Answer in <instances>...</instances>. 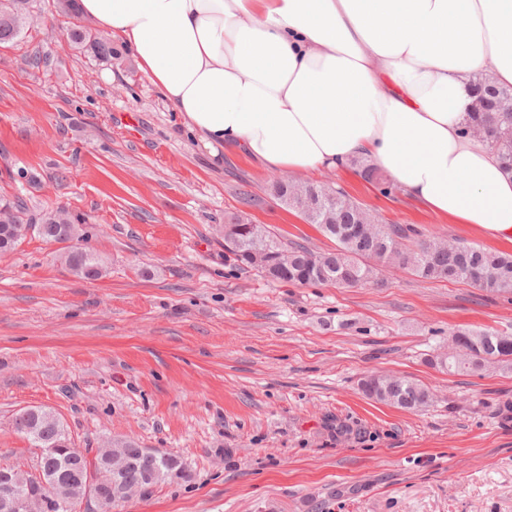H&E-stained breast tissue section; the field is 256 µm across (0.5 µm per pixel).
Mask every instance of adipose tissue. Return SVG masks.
I'll return each instance as SVG.
<instances>
[{
    "instance_id": "obj_1",
    "label": "adipose tissue",
    "mask_w": 512,
    "mask_h": 512,
    "mask_svg": "<svg viewBox=\"0 0 512 512\" xmlns=\"http://www.w3.org/2000/svg\"><path fill=\"white\" fill-rule=\"evenodd\" d=\"M212 157L308 173L371 161L512 244V175L464 134L471 78L512 86V0H75Z\"/></svg>"
}]
</instances>
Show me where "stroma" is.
I'll return each mask as SVG.
<instances>
[{
	"label": "stroma",
	"instance_id": "obj_1",
	"mask_svg": "<svg viewBox=\"0 0 512 512\" xmlns=\"http://www.w3.org/2000/svg\"><path fill=\"white\" fill-rule=\"evenodd\" d=\"M0 44V205L33 222L81 218L105 262L75 276L35 234L0 252V465L33 470L13 427L37 406L77 447L107 440L177 455L188 477L112 512H512V373L430 364L462 325L512 332V293L388 268L383 285L293 286L238 265L239 215L316 253L332 241L269 190L245 155L216 162L120 42L111 60L70 46L57 0ZM329 182L375 212L451 242L497 243L397 183ZM377 373L427 386L412 412L367 399Z\"/></svg>",
	"mask_w": 512,
	"mask_h": 512
}]
</instances>
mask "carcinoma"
I'll use <instances>...</instances> for the list:
<instances>
[{"label": "carcinoma", "mask_w": 512, "mask_h": 512, "mask_svg": "<svg viewBox=\"0 0 512 512\" xmlns=\"http://www.w3.org/2000/svg\"><path fill=\"white\" fill-rule=\"evenodd\" d=\"M28 0H8L0 14V43L19 37L24 29ZM69 40L104 58L112 54L110 43L94 40L91 31L73 24ZM477 93L473 112L465 129L485 127L490 131V148L497 155L502 168L512 173V111L507 110L512 99V88L498 87L486 75L472 80ZM315 190L318 203L314 208L298 211L308 224H314L321 233L335 240L336 248L327 253H314L307 247L288 241L263 224H248L232 217L224 225V250L235 261L260 271L265 276L283 283L327 284L336 287H356L380 281L385 268L394 263L387 249L396 240L404 239L413 229L400 224H384L369 210L354 201L340 187L313 186L275 180L272 192L289 206L291 195H304ZM8 224L0 222V251L7 250L26 238L31 222H20L15 217L24 213L19 205L3 206ZM69 270L83 279H98L103 275L101 256L88 250L86 258L78 260L71 253L62 255ZM397 267L425 279L447 282H466L490 293L512 290V254L492 252L478 245L462 243L458 251L437 237H425L415 247L398 251ZM454 343L448 353L438 354L430 362L446 371H481L493 369L512 372V334L489 328L461 327L451 333ZM365 397L411 411H423L434 402L431 391L404 377L369 375L360 381ZM15 430L25 435L38 448L50 438H68L59 418L50 411L39 410L34 420H13ZM131 443L110 445V463L107 471L123 465L126 450ZM142 469L153 473L143 483V492L152 487L185 476L178 458L164 450L155 449V456L142 460Z\"/></svg>", "instance_id": "carcinoma-1"}]
</instances>
